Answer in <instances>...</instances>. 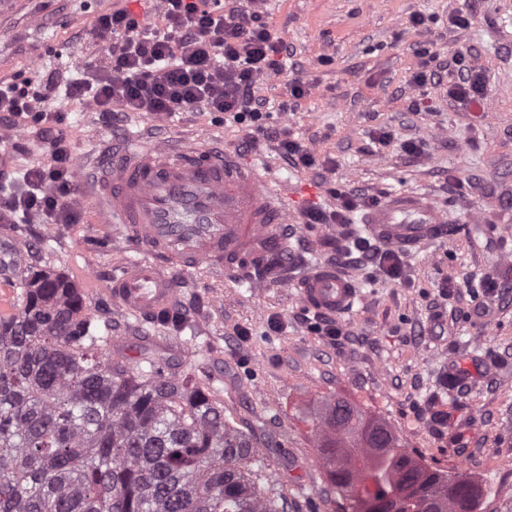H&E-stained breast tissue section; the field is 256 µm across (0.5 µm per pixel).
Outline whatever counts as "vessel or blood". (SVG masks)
I'll return each instance as SVG.
<instances>
[{
    "label": "vessel or blood",
    "mask_w": 512,
    "mask_h": 512,
    "mask_svg": "<svg viewBox=\"0 0 512 512\" xmlns=\"http://www.w3.org/2000/svg\"><path fill=\"white\" fill-rule=\"evenodd\" d=\"M90 168L97 172L89 190L97 218L117 225L140 253L112 279V300L125 313L153 318L169 311L178 270L219 276L230 270L258 288L294 285L300 301L325 316L353 307L357 291L333 265L290 281L292 218L283 190L225 157L222 149L187 139L126 140L108 158H87L77 170ZM366 231L403 251L455 235L447 217L420 198H399L375 209Z\"/></svg>",
    "instance_id": "b4317fda"
}]
</instances>
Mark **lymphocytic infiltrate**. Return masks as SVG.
<instances>
[{
  "instance_id": "f902f5d3",
  "label": "lymphocytic infiltrate",
  "mask_w": 512,
  "mask_h": 512,
  "mask_svg": "<svg viewBox=\"0 0 512 512\" xmlns=\"http://www.w3.org/2000/svg\"><path fill=\"white\" fill-rule=\"evenodd\" d=\"M262 0L225 7L223 0H161L158 22L146 27L129 8L96 17L93 32L105 56L86 66L82 77L59 85L47 74L43 91L0 79V127L32 121L48 137L47 164L17 171L0 168L1 224H76L80 215L68 202L74 186L69 140L56 134L55 112L46 108L48 91L88 103L100 121L118 128L125 113L148 112L176 118L184 112H219L245 129L244 144L276 140L286 160L305 169L316 158L287 130L267 125V102L256 93L261 78L280 72L287 46L262 16ZM344 263L368 258L389 280L403 276L398 251L358 242L340 251Z\"/></svg>"
}]
</instances>
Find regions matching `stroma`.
<instances>
[{
  "label": "stroma",
  "mask_w": 512,
  "mask_h": 512,
  "mask_svg": "<svg viewBox=\"0 0 512 512\" xmlns=\"http://www.w3.org/2000/svg\"><path fill=\"white\" fill-rule=\"evenodd\" d=\"M118 5L17 0L0 13V78L32 83L54 70L66 80L69 64L102 60L91 24ZM264 10L295 67L263 79L259 92L287 103L271 122L314 153L316 169L287 166L273 142L243 151L242 131L217 112H187L172 122L132 112L122 134L220 143L287 188L299 239L288 269L294 278L366 237L365 204L349 213L337 238L330 225L307 223V209H334L335 190L380 204L401 193L429 194L460 234L404 255L399 282L371 265L349 266L360 298L336 322L351 342L334 346L312 333L296 289L200 273L175 276L180 327L123 314L107 288L138 253L114 225L92 221L81 184L70 198L81 223L0 224V242L32 245L34 264L69 276L89 313L108 325L113 358L133 364L141 352L156 351L170 358L173 374L193 373L225 420L250 437L261 483L276 489L285 512H342L309 423L332 396L386 422L426 463L470 474L489 502L503 505L512 500V295L476 296L471 286L486 274L512 278V0H265ZM458 14L469 17L467 26L450 25ZM416 15L424 25L412 26ZM425 49L440 63L468 53L488 78L484 106L449 102L444 78L414 84ZM299 75L306 93L295 99L289 84ZM48 105L58 110L55 129L74 155L113 142L84 103L54 93ZM381 131L391 134L389 146L375 144ZM7 139L17 147V169L46 162L38 127L10 130ZM407 140L422 142V154H406ZM452 175L462 190L450 189ZM459 369V388L444 387L443 378Z\"/></svg>",
  "instance_id": "obj_1"
}]
</instances>
